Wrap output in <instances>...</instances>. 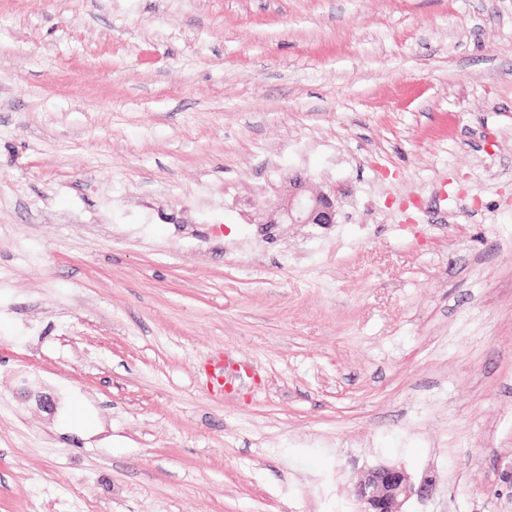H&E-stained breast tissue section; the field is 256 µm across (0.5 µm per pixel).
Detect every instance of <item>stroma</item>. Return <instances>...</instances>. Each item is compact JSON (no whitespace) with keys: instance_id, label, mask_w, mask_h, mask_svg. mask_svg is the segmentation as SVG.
Returning a JSON list of instances; mask_svg holds the SVG:
<instances>
[{"instance_id":"1","label":"stroma","mask_w":512,"mask_h":512,"mask_svg":"<svg viewBox=\"0 0 512 512\" xmlns=\"http://www.w3.org/2000/svg\"><path fill=\"white\" fill-rule=\"evenodd\" d=\"M292 172L335 224L254 236ZM379 465L512 512V0H0V512H358Z\"/></svg>"}]
</instances>
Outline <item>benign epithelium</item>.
I'll return each mask as SVG.
<instances>
[{"label": "benign epithelium", "instance_id": "7a95c632", "mask_svg": "<svg viewBox=\"0 0 512 512\" xmlns=\"http://www.w3.org/2000/svg\"><path fill=\"white\" fill-rule=\"evenodd\" d=\"M259 210L267 215L268 224L325 226L336 223L332 195L321 190L311 191L307 179L298 174L288 177L286 193L274 201L263 202ZM432 487V480L426 479L416 488L405 470L379 466L354 484L352 496L359 512H405L403 507L413 495L424 496Z\"/></svg>", "mask_w": 512, "mask_h": 512}]
</instances>
